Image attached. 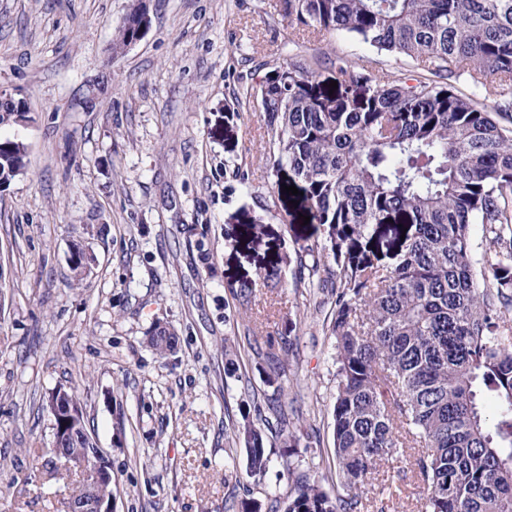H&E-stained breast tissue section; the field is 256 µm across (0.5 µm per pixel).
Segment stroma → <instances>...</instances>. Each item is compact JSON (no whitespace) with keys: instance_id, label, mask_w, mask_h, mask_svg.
I'll use <instances>...</instances> for the list:
<instances>
[{"instance_id":"1","label":"stroma","mask_w":512,"mask_h":512,"mask_svg":"<svg viewBox=\"0 0 512 512\" xmlns=\"http://www.w3.org/2000/svg\"><path fill=\"white\" fill-rule=\"evenodd\" d=\"M132 0H0V92L31 121L0 127L28 146L0 191V512H64L49 458L50 391L73 392L112 464L116 512H268L298 475L343 494L333 437L329 293L291 261L325 227L304 223L274 172L259 100H234L288 57L315 49L388 79L410 58L345 32H295L279 0H148L151 25L112 43ZM95 257L73 287V247ZM281 265L280 282L258 284ZM256 284L249 307L230 286ZM176 351L147 344L155 322ZM292 333L271 383L269 343ZM238 356L224 373V351ZM277 398L298 442L250 475L233 429ZM413 449L380 462L364 512H420Z\"/></svg>"}]
</instances>
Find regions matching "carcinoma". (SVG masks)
<instances>
[{"label": "carcinoma", "mask_w": 512, "mask_h": 512, "mask_svg": "<svg viewBox=\"0 0 512 512\" xmlns=\"http://www.w3.org/2000/svg\"><path fill=\"white\" fill-rule=\"evenodd\" d=\"M293 29L345 31L402 55L423 73L387 81L341 57L323 76L317 56L294 55L245 96L268 115L270 153L288 167L299 207L327 226L302 247L309 287H331L336 350L333 436L348 490L333 498L301 476L283 512H362L368 475L418 449L424 512H512V0H281ZM469 79L473 91L454 82ZM498 79L500 103L480 101ZM338 88L329 93L330 82ZM27 145L0 139V181L14 179ZM492 245L494 283L471 253V226ZM336 269L318 276L321 257ZM241 306L256 283L230 285ZM148 343L163 358L176 334L159 324ZM497 401L486 411L485 400ZM242 414L237 439L250 473H265L264 428L296 445L288 417ZM87 419L51 460L78 472L68 499L92 488L97 460Z\"/></svg>", "instance_id": "obj_1"}]
</instances>
